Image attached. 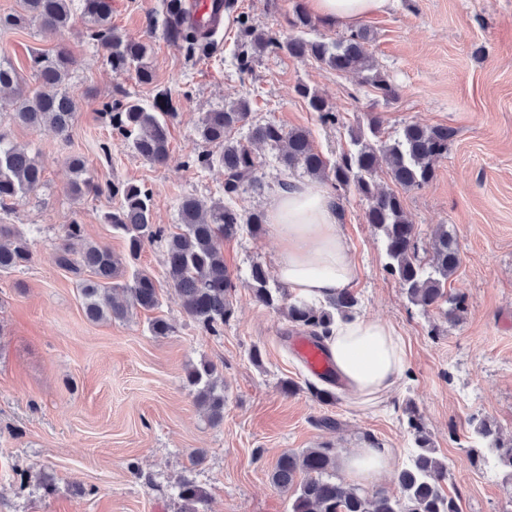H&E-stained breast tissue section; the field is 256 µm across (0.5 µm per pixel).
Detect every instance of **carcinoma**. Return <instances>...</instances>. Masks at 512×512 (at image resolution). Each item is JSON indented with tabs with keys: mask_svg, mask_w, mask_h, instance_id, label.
<instances>
[{
	"mask_svg": "<svg viewBox=\"0 0 512 512\" xmlns=\"http://www.w3.org/2000/svg\"><path fill=\"white\" fill-rule=\"evenodd\" d=\"M74 0H21V11L0 16V28L35 27L50 35L71 29ZM80 15L89 38L104 51L107 64L114 71H132L141 84L154 82L149 62L150 47L145 42L124 39L112 27V0H79ZM187 0H163V31L168 41L185 59L197 62L213 55L217 42L213 30L185 19ZM291 26L295 35L281 37L261 31L239 18L236 58L239 69L247 71L255 57L269 49L290 58H313L338 72L369 73L367 80L382 97L392 99L395 89L375 71V64L363 30H352L335 42L309 40L304 32L315 27V20L303 10L295 13ZM74 60L62 47L37 51L31 56V70L40 88L29 87L6 54H0V93H12L10 119L31 129L44 125L68 137L77 112V98L69 79ZM297 93L308 100L324 124H334L337 115L327 101L305 85ZM105 117L112 130L124 136L143 160L162 165L169 157L168 119L175 115V104L167 91L159 92L151 104L124 96L105 105ZM249 127L248 142L231 137L234 130ZM369 134L360 129L351 132L355 150L329 163L313 150L309 135L302 129L284 130L266 122H251V106L246 98L232 105L206 112L197 134L209 150L194 161L202 167L224 169V195L233 198L257 183L262 162L252 152L249 142L258 141L276 151V160L285 170L300 169L315 180L330 182L335 190L353 185L368 201L367 223L381 229L389 258L388 271L396 277L409 301L427 312L435 309L450 324L458 322L465 311L460 294L448 291V279L460 266V253L448 226L440 225L433 233L432 251L418 257L417 229L404 211L403 202L393 190H380L375 177L380 158H385L391 181L404 188H420L434 176L438 161L448 154V143L455 131L446 126L428 127L408 123L394 139L383 138L380 120L368 119ZM72 174L68 188L77 196L100 192V186L87 176L82 158L67 160ZM43 183V169L24 148L7 141L0 133V207L37 190ZM112 195L120 197L117 209L105 215L112 228L128 241L125 260L96 243H85L78 256L70 250H58L60 266L79 277L78 290L87 319L93 322L124 319L133 309L150 311L159 303L158 281L152 274L136 267L145 242H159L165 247L164 279L182 300L184 311L207 331L218 333L232 314L234 288L224 264L220 242L235 237L243 227L257 234L266 223L265 212L242 213L222 202L202 211L199 201L185 196L179 203L178 231L152 222L151 196L141 187L127 184L112 186ZM31 259L25 234L12 224H0V274H10L26 266ZM89 277H84V273ZM255 300L285 311L293 330L302 332L319 345L338 320L355 318L359 300L350 291L337 294L320 306L294 297L285 288L268 287L264 267L255 263L250 269ZM187 383L195 391V402L202 407L213 425L224 421V382L215 377V366L203 361L191 367ZM413 430L414 448L410 461L395 474L399 495H370L336 480L334 455L327 447L307 448L299 453L284 452L270 473L271 483L289 494L290 512H462L460 497L445 493L448 463L436 455L429 433L413 406L406 408ZM473 433L496 453L501 466L512 477V442L506 444L496 423L487 418H471ZM183 512H202L206 492L184 478L176 485Z\"/></svg>",
	"mask_w": 512,
	"mask_h": 512,
	"instance_id": "carcinoma-1",
	"label": "carcinoma"
}]
</instances>
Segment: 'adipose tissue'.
I'll use <instances>...</instances> for the list:
<instances>
[{
  "mask_svg": "<svg viewBox=\"0 0 512 512\" xmlns=\"http://www.w3.org/2000/svg\"><path fill=\"white\" fill-rule=\"evenodd\" d=\"M391 2L308 0V8L325 24L345 26L387 10ZM268 220L279 239L276 274L295 295L317 302L351 290L356 267L329 187L291 182L280 190ZM324 343L340 380L354 396L374 399L388 394L404 376V342L389 324L367 318L340 321ZM394 463L390 449L370 442L352 450L345 468L352 480L360 481L389 471Z\"/></svg>",
  "mask_w": 512,
  "mask_h": 512,
  "instance_id": "ef3b65f1",
  "label": "adipose tissue"
}]
</instances>
